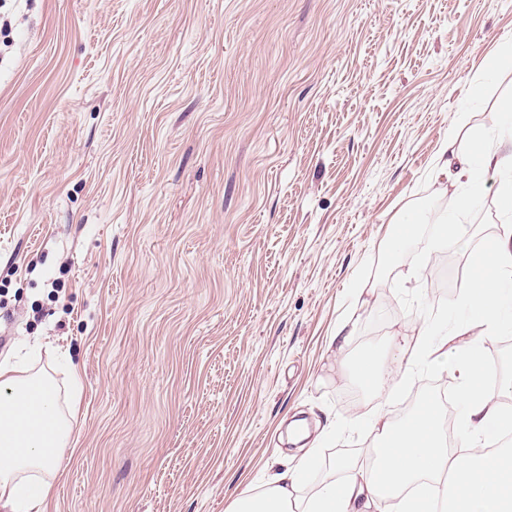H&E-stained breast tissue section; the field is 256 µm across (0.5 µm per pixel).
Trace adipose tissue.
<instances>
[{
    "label": "adipose tissue",
    "instance_id": "obj_1",
    "mask_svg": "<svg viewBox=\"0 0 512 512\" xmlns=\"http://www.w3.org/2000/svg\"><path fill=\"white\" fill-rule=\"evenodd\" d=\"M467 120L466 113H457L437 160L449 186L469 188L457 212L440 225V240L465 243L468 230L459 214L480 193L481 174L504 177L498 198L504 220L482 265L468 274L464 302L472 317L435 344L422 331L395 333L387 356L368 350L348 366L349 374L380 399L398 386L392 366L407 350L438 371L455 373L463 409L461 446L450 443L438 404L397 425L379 415L371 423L377 437L372 461L352 469L350 483L322 482L301 502L296 493L302 467L291 465L264 491L236 498L231 512H415L409 489L422 480L441 493V512H512V448L492 456L482 452L512 431V377H502L492 388L483 383L485 344L512 329V109L497 113L468 150L458 138ZM476 325L482 335H473ZM40 356V346L34 345L0 362V512H45L59 452L69 443L74 405L61 403L54 377L36 366Z\"/></svg>",
    "mask_w": 512,
    "mask_h": 512
}]
</instances>
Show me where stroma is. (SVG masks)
<instances>
[{
    "mask_svg": "<svg viewBox=\"0 0 512 512\" xmlns=\"http://www.w3.org/2000/svg\"><path fill=\"white\" fill-rule=\"evenodd\" d=\"M0 360L40 343L81 372L46 512H227L282 470L306 421L319 466L366 459L337 323L386 352L444 336L431 245L455 196L435 159L455 113L512 103V0H7L0 7ZM482 178L467 277L499 226ZM415 236L386 249L389 224ZM392 313L369 339L383 305ZM456 391L426 365L381 414Z\"/></svg>",
    "mask_w": 512,
    "mask_h": 512,
    "instance_id": "stroma-1",
    "label": "stroma"
}]
</instances>
